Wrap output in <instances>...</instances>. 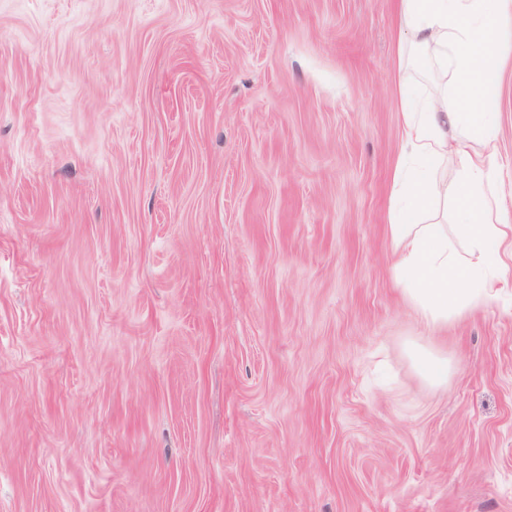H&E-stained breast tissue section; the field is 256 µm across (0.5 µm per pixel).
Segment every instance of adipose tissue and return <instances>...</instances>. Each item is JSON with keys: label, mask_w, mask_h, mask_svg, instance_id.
<instances>
[{"label": "adipose tissue", "mask_w": 512, "mask_h": 512, "mask_svg": "<svg viewBox=\"0 0 512 512\" xmlns=\"http://www.w3.org/2000/svg\"><path fill=\"white\" fill-rule=\"evenodd\" d=\"M409 39L397 44L406 61L422 57L437 78L424 94L398 84L400 153L394 169L396 203L388 226L394 275L429 325L481 306L493 296L494 272L507 239L498 188L501 167L492 112L482 103L512 58V0H400ZM454 163L455 179L440 172ZM453 199L451 228L421 224L433 202Z\"/></svg>", "instance_id": "adipose-tissue-1"}]
</instances>
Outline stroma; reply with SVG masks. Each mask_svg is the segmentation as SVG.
Here are the masks:
<instances>
[{
	"mask_svg": "<svg viewBox=\"0 0 512 512\" xmlns=\"http://www.w3.org/2000/svg\"><path fill=\"white\" fill-rule=\"evenodd\" d=\"M401 34L0 0V512H512V285L434 327L393 272ZM416 365L421 375L432 384H441L448 376V363L430 353L418 352Z\"/></svg>",
	"mask_w": 512,
	"mask_h": 512,
	"instance_id": "stroma-1",
	"label": "stroma"
}]
</instances>
